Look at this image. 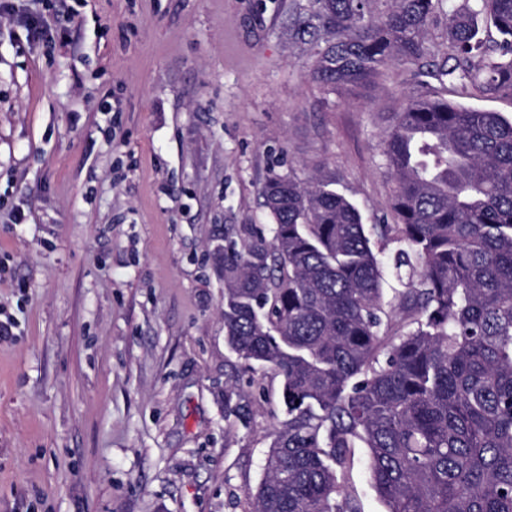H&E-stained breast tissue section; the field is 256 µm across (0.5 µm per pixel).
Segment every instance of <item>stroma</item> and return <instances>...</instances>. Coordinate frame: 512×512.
I'll return each mask as SVG.
<instances>
[{
  "label": "stroma",
  "mask_w": 512,
  "mask_h": 512,
  "mask_svg": "<svg viewBox=\"0 0 512 512\" xmlns=\"http://www.w3.org/2000/svg\"><path fill=\"white\" fill-rule=\"evenodd\" d=\"M282 0H40L0 18V512H247L280 381L228 427V224H265L277 165L390 224L383 138L448 94L393 64L325 90ZM6 9L13 11L14 22L17 23L19 27L24 28L28 36L35 38L43 33L41 17L36 13L21 8L15 10L13 4H4L3 10L5 11Z\"/></svg>",
  "instance_id": "stroma-1"
}]
</instances>
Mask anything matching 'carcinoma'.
<instances>
[{
  "instance_id": "cac0c4a2",
  "label": "carcinoma",
  "mask_w": 512,
  "mask_h": 512,
  "mask_svg": "<svg viewBox=\"0 0 512 512\" xmlns=\"http://www.w3.org/2000/svg\"><path fill=\"white\" fill-rule=\"evenodd\" d=\"M292 0L282 25L322 88L424 67L442 0ZM445 14L448 53L430 76L462 95L512 91V0ZM488 16L499 39L479 36ZM394 224L367 228L319 177L271 171L269 224H226L224 335L240 373L281 380L282 414L250 512H361L355 449L387 512H512V119L442 95L410 97L384 139ZM395 242L407 288H382ZM247 428L248 406L224 409Z\"/></svg>"
}]
</instances>
